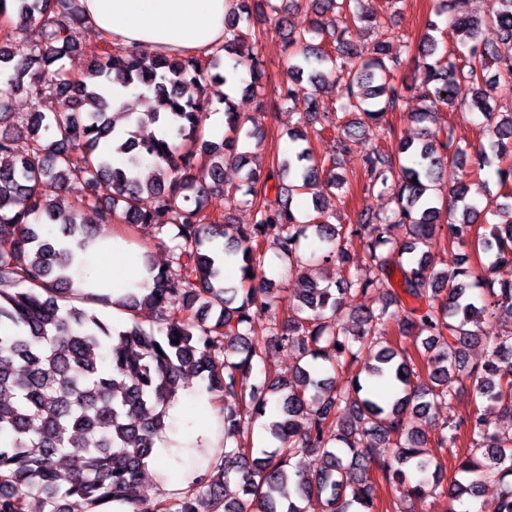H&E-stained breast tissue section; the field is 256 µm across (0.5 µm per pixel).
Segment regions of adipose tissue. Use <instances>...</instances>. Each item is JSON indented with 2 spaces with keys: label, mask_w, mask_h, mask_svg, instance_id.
Instances as JSON below:
<instances>
[{
  "label": "adipose tissue",
  "mask_w": 512,
  "mask_h": 512,
  "mask_svg": "<svg viewBox=\"0 0 512 512\" xmlns=\"http://www.w3.org/2000/svg\"><path fill=\"white\" fill-rule=\"evenodd\" d=\"M233 0H82L85 22L97 39L134 51L205 55L224 42V17ZM74 283L96 295L119 299L141 293L151 279L143 249L118 235L98 238L70 268Z\"/></svg>",
  "instance_id": "obj_1"
}]
</instances>
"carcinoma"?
Segmentation results:
<instances>
[{"label": "carcinoma", "instance_id": "carcinoma-1", "mask_svg": "<svg viewBox=\"0 0 512 512\" xmlns=\"http://www.w3.org/2000/svg\"><path fill=\"white\" fill-rule=\"evenodd\" d=\"M309 28L286 37L288 79L277 100L286 105L307 92L303 121L339 111L336 126L349 135L401 108L406 87L395 81L400 66L385 41L370 51L351 46L350 25L386 24L371 0H311ZM16 21L0 37V512H26L27 499L41 496L46 512H92L114 505L124 512H199V497L144 500L142 475L153 458L156 440L168 427L166 409L187 374L207 382L223 402L224 452L199 480L208 487L209 512H306L311 498L325 499V512H375L370 473L394 485L403 498L430 493L457 501L476 500L485 485L500 487V512H512V435L492 427L478 408L466 422L446 419L436 438L441 452L456 447L465 431L469 448L453 453L460 478L446 488L440 464L427 455L425 432L416 416L437 405H452L457 384L469 381L488 408L512 416V335L485 337L488 358L469 365L466 349L481 325L496 318L512 322V113L497 121L487 141L473 153L444 143L401 142L380 146L363 159L370 189L396 187V208L389 215L360 216L355 225L333 224L334 209L320 200L300 219L293 196L310 189L320 176L336 185V159H317L306 136L289 133L288 154H275L262 188L248 169L235 187L224 186V164H248L238 145L261 143L251 121L236 112L231 92L255 90L263 72L244 46L256 31L244 27L250 0H235L224 26V44L203 56L179 53L138 57L103 41L102 52L78 78L51 65L77 47L79 0H13ZM337 13L346 25L326 23ZM498 37L480 40L481 18L455 17L448 27L464 50L439 53L427 21L418 43L419 91L425 111L410 117L423 122L438 106L453 108L459 81L472 85V108L489 119L497 98L512 95V0H489L486 13ZM38 22L44 36L24 43L15 34ZM317 36V44L308 37ZM493 79H484L490 65ZM342 86L340 103L330 108L319 89L330 75ZM312 86L306 91L302 82ZM139 87L166 109L145 113L136 125L159 121L172 126L173 141L142 140L128 132L111 138L112 88ZM24 90L34 101L53 96L60 108L19 115L12 97ZM224 102L227 132L221 146L205 138V111L212 97ZM182 111H177V108ZM29 137L30 149L13 154L9 131ZM124 155L120 167L112 155ZM154 164L140 176L142 159ZM461 178L448 188L439 207L447 167ZM494 169L498 192L486 195L478 210L471 189L486 191L481 172ZM274 185H269V181ZM77 190L81 207L63 204ZM222 192L228 204L250 195L252 222L238 225L236 240L223 253L239 263V285L224 279L215 244L224 239L225 216L206 211L204 199ZM502 222L480 231L481 212ZM446 225H441V221ZM100 224H150L160 234L173 232L166 269L149 263L153 286L122 303L130 323L114 327L84 303L109 304L73 286L68 269L71 249L98 237ZM406 225L407 241L397 243L393 226ZM446 230L449 242L469 247L489 263L462 266L448 274L435 270L433 240ZM315 237L321 258L349 263V246L358 240L372 277L348 271L339 286L322 287L300 273L302 243ZM288 261L296 275L288 318L266 295L263 256L266 245ZM252 276H247V273ZM374 292L378 308L352 305L358 294ZM183 303L184 318L165 319L171 300ZM217 310L214 323L198 318ZM155 313L157 331L137 320ZM404 312L399 333L425 337L424 352L411 354L387 339L390 321ZM269 322L257 328L260 319ZM297 344L298 367L289 377L252 381L257 365L277 350ZM422 360L426 379L420 378ZM356 370L353 392L332 385L328 371ZM275 398L278 418L265 426L273 450H257L248 440L249 424L266 416ZM261 456H256V452ZM237 476L242 496L227 498L224 484Z\"/></svg>", "mask_w": 512, "mask_h": 512}]
</instances>
